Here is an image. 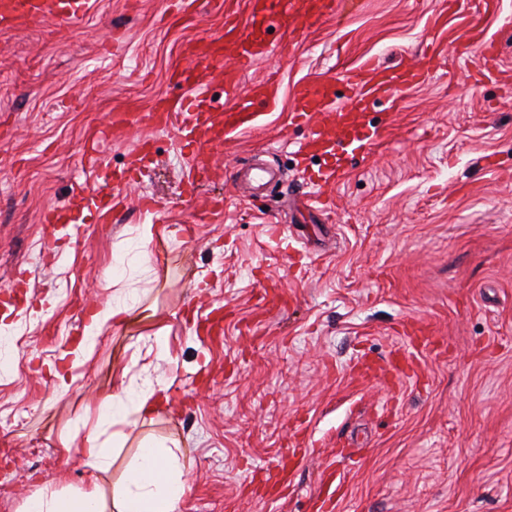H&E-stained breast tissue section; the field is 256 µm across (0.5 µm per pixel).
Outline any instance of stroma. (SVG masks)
I'll return each mask as SVG.
<instances>
[{
	"mask_svg": "<svg viewBox=\"0 0 512 512\" xmlns=\"http://www.w3.org/2000/svg\"><path fill=\"white\" fill-rule=\"evenodd\" d=\"M182 2L93 0L79 30L0 32V287L27 290L0 311V512L94 485L111 503L158 440L181 446L179 512H512V0L482 21L501 47L495 77L450 50L397 105L377 103L383 135L324 187L329 209L307 204L319 164L296 160L295 85L369 58L423 63L445 0H358L241 75L280 82L277 107L222 157L278 169L265 191L208 184L224 207L203 216L180 193L178 135L161 130L132 202L108 224L60 225L43 254L42 210L75 207L93 180L85 142L121 171L137 136L102 138L112 113L181 94L184 43L247 16L245 0ZM115 277L132 319L85 334L84 301L112 304ZM217 308L223 335H198L193 311ZM123 374L163 391L159 412L113 414ZM95 431L122 437L102 471L85 452Z\"/></svg>",
	"mask_w": 512,
	"mask_h": 512,
	"instance_id": "obj_1",
	"label": "stroma"
}]
</instances>
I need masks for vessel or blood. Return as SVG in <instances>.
<instances>
[{
	"mask_svg": "<svg viewBox=\"0 0 512 512\" xmlns=\"http://www.w3.org/2000/svg\"><path fill=\"white\" fill-rule=\"evenodd\" d=\"M343 0H247L245 22L226 20L222 34L187 40L183 45V63L177 77L187 94L157 99L149 110L113 114L105 137H122L131 130L142 131L136 147L130 151L125 170L118 174H99L91 188L85 189V206L95 210L100 222H107L123 193L132 172L136 171L149 147L144 133L150 129L177 128L183 150L191 162L183 176L186 193L223 175L212 162L222 153L226 142L241 131L257 128L263 110L273 108L279 99V84L265 79L239 92V77L257 61L280 52L279 44L269 42L266 31L294 32L308 28L321 19L338 14ZM92 10V0H0V31H18L28 25L47 21L59 29L81 27ZM223 71L224 83L231 94L227 105L216 104L200 92L199 65ZM424 73L413 66L384 68L373 60L347 70L344 81L349 93L343 105H336L335 91L327 80H311L293 90L292 118L310 125L311 132L303 148L308 153L329 157L320 172L321 181L335 178L342 155L368 153L378 129L360 124L359 117L379 100L396 102L398 92L419 86Z\"/></svg>",
	"mask_w": 512,
	"mask_h": 512,
	"instance_id": "obj_1",
	"label": "vessel or blood"
}]
</instances>
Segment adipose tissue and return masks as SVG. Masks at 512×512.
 <instances>
[{
	"label": "adipose tissue",
	"instance_id": "adipose-tissue-1",
	"mask_svg": "<svg viewBox=\"0 0 512 512\" xmlns=\"http://www.w3.org/2000/svg\"><path fill=\"white\" fill-rule=\"evenodd\" d=\"M177 443L151 442L142 447L138 461L117 490L115 512H177L185 492L184 466ZM97 488L71 500L56 493L36 495L25 512H105Z\"/></svg>",
	"mask_w": 512,
	"mask_h": 512
}]
</instances>
